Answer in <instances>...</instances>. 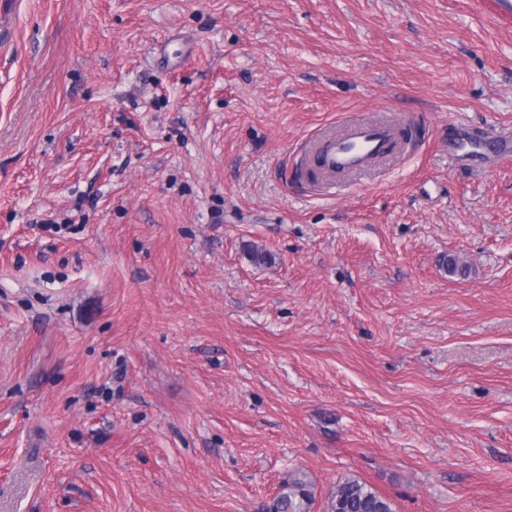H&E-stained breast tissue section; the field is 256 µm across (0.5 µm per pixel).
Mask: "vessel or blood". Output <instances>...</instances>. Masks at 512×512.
I'll use <instances>...</instances> for the list:
<instances>
[{
  "label": "vessel or blood",
  "instance_id": "obj_1",
  "mask_svg": "<svg viewBox=\"0 0 512 512\" xmlns=\"http://www.w3.org/2000/svg\"><path fill=\"white\" fill-rule=\"evenodd\" d=\"M477 14L492 16L501 26L512 27V0H469ZM411 120L387 114L363 118L342 129L329 126L307 139L300 164L307 180L335 184L337 177L370 172L378 162H392L408 137Z\"/></svg>",
  "mask_w": 512,
  "mask_h": 512
}]
</instances>
